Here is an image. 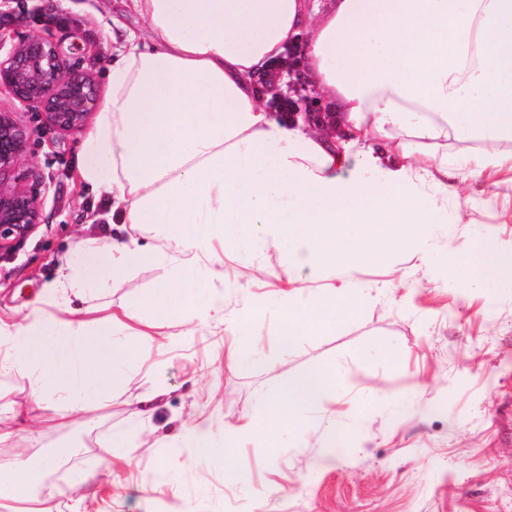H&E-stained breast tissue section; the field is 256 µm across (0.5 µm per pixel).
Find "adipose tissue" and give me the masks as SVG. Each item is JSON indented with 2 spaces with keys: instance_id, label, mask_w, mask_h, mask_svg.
Listing matches in <instances>:
<instances>
[{
  "instance_id": "1",
  "label": "adipose tissue",
  "mask_w": 512,
  "mask_h": 512,
  "mask_svg": "<svg viewBox=\"0 0 512 512\" xmlns=\"http://www.w3.org/2000/svg\"><path fill=\"white\" fill-rule=\"evenodd\" d=\"M107 92L83 141L78 178L112 197L124 238L83 239L22 318L0 317V376L19 374L69 425L127 386L138 342L160 317L245 328L224 313V258L259 238L287 254L278 277L283 342L335 329L364 296L351 276L398 244L437 263L422 227L458 183L512 178V0H130ZM309 85L336 114L329 134L273 114L253 77L297 42ZM475 284L512 274L488 240L462 247ZM164 278L140 302L103 312L91 297L131 273ZM341 270L339 284L310 282ZM336 397L313 366L217 439L208 419L183 434L197 461L287 431Z\"/></svg>"
}]
</instances>
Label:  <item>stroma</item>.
<instances>
[{"instance_id": "35a3bbf8", "label": "stroma", "mask_w": 512, "mask_h": 512, "mask_svg": "<svg viewBox=\"0 0 512 512\" xmlns=\"http://www.w3.org/2000/svg\"><path fill=\"white\" fill-rule=\"evenodd\" d=\"M116 21L145 27L128 0H8L0 6V49L42 36L62 44L73 70L101 83ZM21 117L36 129L23 171L43 222L0 255V309L20 316L78 241L119 231L107 196L76 177L82 134L61 133L27 109ZM506 211L508 185H461L448 200V223L428 225L427 244L440 258L477 237L512 252ZM280 263L258 241L224 260V311L251 305L241 342L258 347L261 360L227 368L229 333L162 318L156 336L140 344L129 388L92 404L80 431L41 426L1 444L0 465L41 464L78 434L103 443L136 418V397L147 396L142 448L130 457L113 445L112 473L99 478L85 512H512V280L476 288L458 266L423 267L393 249L355 272L370 293L354 318L286 347L277 282L254 277ZM313 365L338 368L337 400L300 414L276 454L242 442L236 466L246 482L225 481L220 460H191L182 434L197 412L216 433L231 431L260 398ZM320 416L336 423L330 440L316 427ZM96 463L93 453L55 461L59 481L28 502L29 512H71L78 474Z\"/></svg>"}]
</instances>
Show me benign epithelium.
Returning <instances> with one entry per match:
<instances>
[{"mask_svg": "<svg viewBox=\"0 0 512 512\" xmlns=\"http://www.w3.org/2000/svg\"><path fill=\"white\" fill-rule=\"evenodd\" d=\"M282 83L296 105L288 117L314 128H333L332 113L310 91L300 67L276 66L259 79L264 90L275 93ZM2 86L62 133L80 130L98 101L94 75L71 70L61 47L38 36L20 40L0 58ZM34 135L19 113L0 107V253L17 249L42 223L40 202L21 173Z\"/></svg>", "mask_w": 512, "mask_h": 512, "instance_id": "7a95c632", "label": "benign epithelium"}]
</instances>
